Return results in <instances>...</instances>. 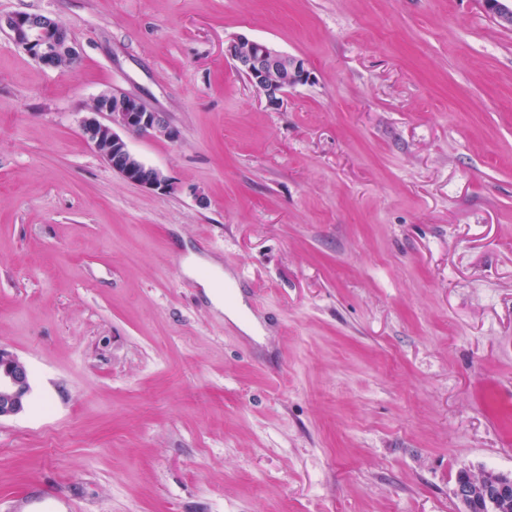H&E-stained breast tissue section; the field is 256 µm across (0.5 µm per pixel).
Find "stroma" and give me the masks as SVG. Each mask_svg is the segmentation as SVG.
I'll return each mask as SVG.
<instances>
[{
    "instance_id": "obj_1",
    "label": "stroma",
    "mask_w": 512,
    "mask_h": 512,
    "mask_svg": "<svg viewBox=\"0 0 512 512\" xmlns=\"http://www.w3.org/2000/svg\"><path fill=\"white\" fill-rule=\"evenodd\" d=\"M16 12L80 61L0 31V348L32 384L0 512H461L459 471L512 477V27L484 0ZM238 35L309 82L267 108ZM106 91L178 129L127 139L169 193L83 139ZM0 30H7L10 43L39 64L55 67L60 59L78 60L65 28L51 17L32 13L0 15ZM210 266L214 271V277L202 283L208 298L211 300L216 309L225 312L235 323L245 327L246 330L250 332V330L255 326L256 322L253 321L250 323H243L241 321L240 312L238 309H224V295L221 291L222 283L224 285V271L218 264H211Z\"/></svg>"
}]
</instances>
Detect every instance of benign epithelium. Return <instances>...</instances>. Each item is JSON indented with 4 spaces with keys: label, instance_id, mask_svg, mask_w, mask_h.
Returning a JSON list of instances; mask_svg holds the SVG:
<instances>
[{
    "label": "benign epithelium",
    "instance_id": "obj_1",
    "mask_svg": "<svg viewBox=\"0 0 512 512\" xmlns=\"http://www.w3.org/2000/svg\"><path fill=\"white\" fill-rule=\"evenodd\" d=\"M505 0H484L487 9L503 24L512 26V7ZM0 30L10 43L45 66H57L66 59L77 62L78 54L65 28L55 19L32 13L0 15ZM224 57L232 60L237 72L265 98L267 107L277 109L288 89L310 80L304 60L288 55L270 44L236 36L224 47ZM83 139L102 159L127 181L160 195L170 184L161 171L137 159L125 135L149 134L175 141L178 131L162 112L148 108L141 100L119 92L99 94L80 125ZM30 373L17 356L0 349V419L24 412L31 395ZM463 512L485 505L491 512H512V477L486 473L474 479L462 472L454 488Z\"/></svg>",
    "mask_w": 512,
    "mask_h": 512
}]
</instances>
